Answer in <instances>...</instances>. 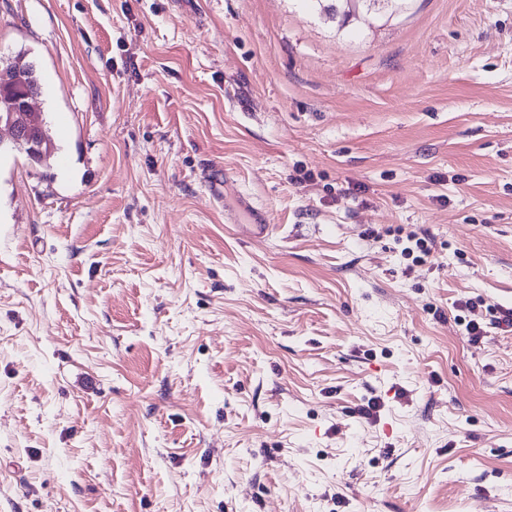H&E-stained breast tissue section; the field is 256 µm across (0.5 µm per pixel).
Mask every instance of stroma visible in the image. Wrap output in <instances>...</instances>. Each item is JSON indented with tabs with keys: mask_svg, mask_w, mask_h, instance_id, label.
I'll return each mask as SVG.
<instances>
[{
	"mask_svg": "<svg viewBox=\"0 0 512 512\" xmlns=\"http://www.w3.org/2000/svg\"><path fill=\"white\" fill-rule=\"evenodd\" d=\"M21 49L0 512H512V328L456 321L512 310V0H0ZM27 55L26 51L19 50L5 62L0 61V72L5 83L4 92L0 91V113L11 108V100L16 93L30 87H37L42 92L40 73ZM36 97L37 92H31L24 97L19 112L1 113L0 128L10 131L12 145L30 146L35 141L34 135H40L39 120L32 111V102Z\"/></svg>",
	"mask_w": 512,
	"mask_h": 512,
	"instance_id": "obj_1",
	"label": "stroma"
}]
</instances>
